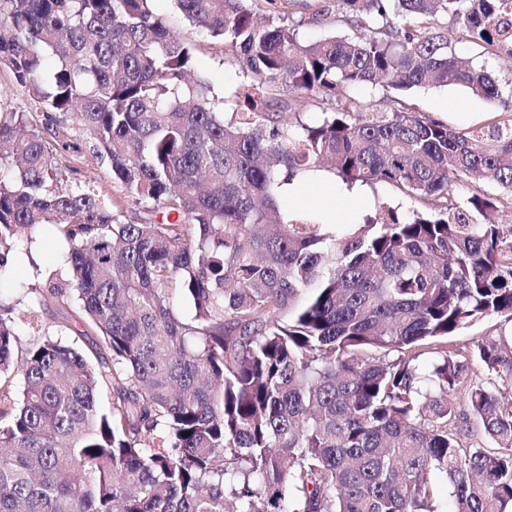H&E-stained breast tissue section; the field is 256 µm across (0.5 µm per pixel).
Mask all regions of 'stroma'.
Here are the masks:
<instances>
[{
    "label": "stroma",
    "mask_w": 512,
    "mask_h": 512,
    "mask_svg": "<svg viewBox=\"0 0 512 512\" xmlns=\"http://www.w3.org/2000/svg\"><path fill=\"white\" fill-rule=\"evenodd\" d=\"M324 4L325 0H298L292 8V18L307 39L342 36L349 32L348 27L337 21L335 15L319 16L318 11ZM151 6L171 30L184 42L194 46L198 75L209 82L212 96L223 101L224 113H231L235 93L243 84L250 82V73L240 67L236 56L226 50L222 41L207 36L185 21L174 0H152ZM441 27L458 55L484 65L499 81L512 82V59L484 53L466 39L460 26L451 19H442ZM280 96L289 104L284 118L292 126L321 122L336 109L331 99L318 96L300 98L285 90L281 91ZM352 97V106L357 110L371 106L390 111L404 106L458 131L503 122L512 117L504 112L499 103L476 98L459 87L424 85L403 94L379 85L355 89ZM59 160L73 168L77 182L102 187L118 210L126 209L125 191L113 183L109 167L95 164L83 154L71 151L61 152ZM381 204L398 208L405 215L417 210L430 211L435 207L434 201L405 196L397 187L387 183L350 186L338 181L330 192H322L315 187L304 188L292 211L309 215L317 222L343 232L347 229V211H355L357 216L362 217L373 214ZM65 251L64 243L56 239L48 227L39 232L33 245L16 244L12 265L0 270V297L8 300L31 298L33 289L43 287L47 278L64 275ZM499 336H512V319L488 315L457 329L440 343L439 348L448 352L457 349L472 351L482 340Z\"/></svg>",
    "instance_id": "obj_1"
}]
</instances>
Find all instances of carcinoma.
<instances>
[{
	"instance_id": "cac0c4a2",
	"label": "carcinoma",
	"mask_w": 512,
	"mask_h": 512,
	"mask_svg": "<svg viewBox=\"0 0 512 512\" xmlns=\"http://www.w3.org/2000/svg\"><path fill=\"white\" fill-rule=\"evenodd\" d=\"M174 2L252 75L228 120L150 0H0V68L41 109L34 125L0 105V269L45 225L69 265L26 309L0 298V512H437L432 473L450 512H512V343L477 345L484 380L464 352L422 367L458 328L512 319V120L459 132L348 98L459 86L512 112V82L439 31L450 17L512 57V0H329L351 33L310 42L257 22L278 0ZM280 85L336 111L283 123ZM70 148L162 219L132 223L74 181ZM323 161L443 207H382L344 233L289 219L283 187ZM463 177L498 193L460 204ZM58 301L100 338L97 362L59 325L22 340Z\"/></svg>"
}]
</instances>
